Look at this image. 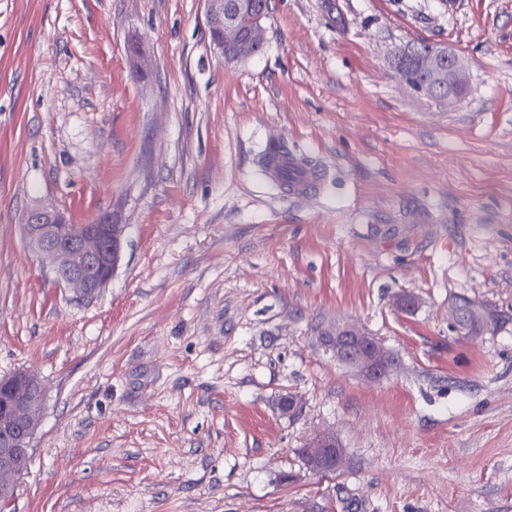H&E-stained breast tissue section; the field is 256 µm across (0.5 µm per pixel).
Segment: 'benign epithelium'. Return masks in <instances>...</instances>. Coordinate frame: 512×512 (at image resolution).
Masks as SVG:
<instances>
[{
  "label": "benign epithelium",
  "instance_id": "7a95c632",
  "mask_svg": "<svg viewBox=\"0 0 512 512\" xmlns=\"http://www.w3.org/2000/svg\"><path fill=\"white\" fill-rule=\"evenodd\" d=\"M208 17L219 25L218 48L247 45L262 40L264 26L244 29L239 17H228L225 0H207ZM429 77L417 81L404 72L395 77L415 92L455 100L465 88L464 60L457 53L437 47L426 64ZM124 225L103 214L91 224H72L62 213L41 207L28 211L24 232L56 279L82 298H92L111 281L121 254ZM482 319L478 307L459 302L453 306L450 328L459 336ZM325 350L336 362L366 379H378L389 368L392 353L357 325L338 321L320 336ZM0 501L14 495L13 479L25 470L30 439L38 425L43 388L37 377L0 379ZM336 436L316 435L306 444L309 467L316 474L335 470Z\"/></svg>",
  "mask_w": 512,
  "mask_h": 512
}]
</instances>
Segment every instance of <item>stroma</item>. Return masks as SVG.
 Segmentation results:
<instances>
[{"instance_id": "1", "label": "stroma", "mask_w": 512, "mask_h": 512, "mask_svg": "<svg viewBox=\"0 0 512 512\" xmlns=\"http://www.w3.org/2000/svg\"><path fill=\"white\" fill-rule=\"evenodd\" d=\"M264 42L225 62L206 0H0V378L44 388L6 512H512V0H270ZM420 42L465 57L460 100L395 78ZM274 141L316 194L267 178ZM35 207L124 225L100 294ZM459 296L496 327L452 332ZM336 320L395 367L336 363ZM336 448H339V445L334 434L321 433L312 438L306 444V453L311 471L316 474H322L334 471L335 466L337 469L342 462L343 452L342 448H340L342 453L336 462ZM299 453L305 465L308 466L304 448H300Z\"/></svg>"}]
</instances>
